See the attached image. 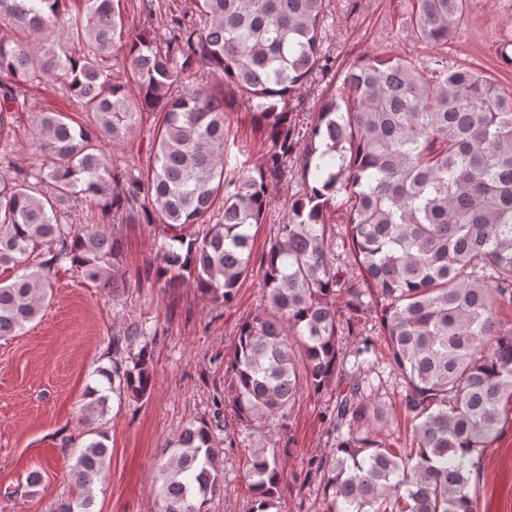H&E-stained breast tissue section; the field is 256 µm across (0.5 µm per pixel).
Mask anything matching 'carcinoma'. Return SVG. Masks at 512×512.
I'll list each match as a JSON object with an SVG mask.
<instances>
[{"label": "carcinoma", "mask_w": 512, "mask_h": 512, "mask_svg": "<svg viewBox=\"0 0 512 512\" xmlns=\"http://www.w3.org/2000/svg\"><path fill=\"white\" fill-rule=\"evenodd\" d=\"M169 14L158 37L135 28L123 0H0V338L35 321L64 268L122 297L123 239L105 225L148 224L158 261L146 276L165 288L186 283L228 305L251 269L252 229L271 205V184L299 161L305 190L264 256L266 304L240 323L225 372L227 396L209 420L184 427L164 448L161 512H203L224 491L222 407L253 428L282 417L301 383L319 392L338 382L323 413L331 454L312 456L327 512H474L475 455L496 437L512 400V94L492 79L435 61L432 77L396 54L363 55L341 72L300 133L289 100L309 75L327 71L321 50L324 0H194ZM467 0H409L418 38L446 46ZM124 58L125 81L106 63ZM47 82L66 90L88 125L37 112L33 143L44 158L24 167L10 156L22 94ZM240 96L270 146L257 165L239 160L225 121ZM153 117L146 162L117 166L112 145ZM81 202L98 218L67 220ZM348 216L352 266L336 265L329 216ZM375 309L390 373L401 380L410 447L380 439L389 408L372 336L342 351L336 300ZM118 399L154 386L150 353L106 373ZM108 396L85 405L105 414ZM71 468L75 495L55 512H94V486L112 449L90 431ZM276 445L246 448L242 466L251 512H272L288 489Z\"/></svg>", "instance_id": "cac0c4a2"}]
</instances>
